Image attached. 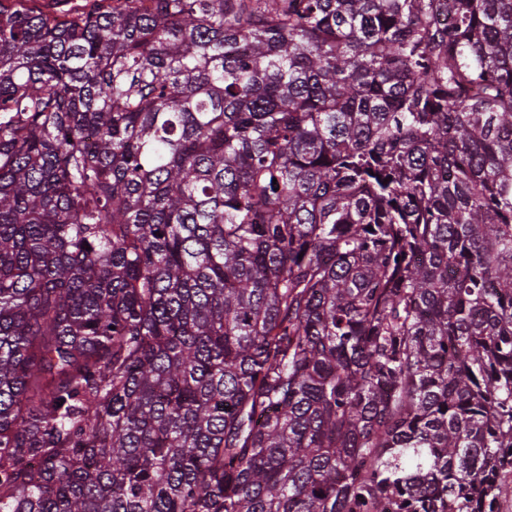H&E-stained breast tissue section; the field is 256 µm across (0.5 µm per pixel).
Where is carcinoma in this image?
<instances>
[{
  "label": "carcinoma",
  "instance_id": "obj_1",
  "mask_svg": "<svg viewBox=\"0 0 512 512\" xmlns=\"http://www.w3.org/2000/svg\"><path fill=\"white\" fill-rule=\"evenodd\" d=\"M512 0H0V512H496Z\"/></svg>",
  "mask_w": 512,
  "mask_h": 512
}]
</instances>
